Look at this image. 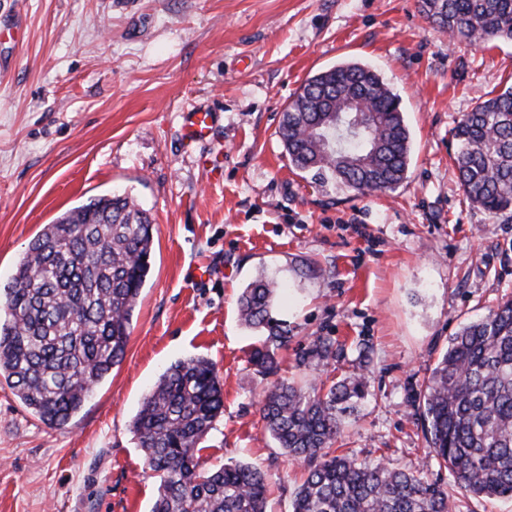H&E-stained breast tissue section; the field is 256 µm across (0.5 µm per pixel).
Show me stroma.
<instances>
[{"instance_id": "obj_1", "label": "stroma", "mask_w": 512, "mask_h": 512, "mask_svg": "<svg viewBox=\"0 0 512 512\" xmlns=\"http://www.w3.org/2000/svg\"><path fill=\"white\" fill-rule=\"evenodd\" d=\"M350 60L402 99L411 159L396 190L356 194L284 152L293 95ZM511 85L512 45L449 40L419 0H0V289L43 226L91 198L130 196L153 222L124 360L83 410L51 428L0 386V512H150L159 479L131 421L190 356L224 390L203 459L260 468L267 512H291L306 472L265 429L270 381L238 318L261 270L289 284L270 311L289 331L282 377L369 380L340 453L451 484L426 460L414 396L449 336L512 296V220L470 206L450 131ZM195 109L216 121L190 144ZM320 337L335 357H310Z\"/></svg>"}]
</instances>
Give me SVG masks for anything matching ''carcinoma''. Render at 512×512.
<instances>
[{"mask_svg": "<svg viewBox=\"0 0 512 512\" xmlns=\"http://www.w3.org/2000/svg\"><path fill=\"white\" fill-rule=\"evenodd\" d=\"M451 39L512 42V0H421ZM356 102L361 127L336 148V113ZM458 179L469 202L492 217L512 214V86L462 115L453 128ZM289 163L366 194L407 178L410 133L401 97L370 67L345 61L309 78L282 113ZM153 224L128 196L103 195L48 224L29 243L4 288L0 381L52 428H63L125 355L131 322L151 271ZM281 286L260 273L239 297L241 322L261 332L251 362L278 372L288 329L270 316ZM355 372L310 390L274 380L261 408L284 452L308 468L292 512H452L456 494L512 498V298L448 338L416 396L426 456L448 468L447 487L424 470L397 471L333 455L346 414L367 395ZM224 412L215 365L178 359L133 418L148 468L160 478L151 512H265L267 478L240 462L209 467L200 444Z\"/></svg>", "mask_w": 512, "mask_h": 512, "instance_id": "obj_1", "label": "carcinoma"}]
</instances>
